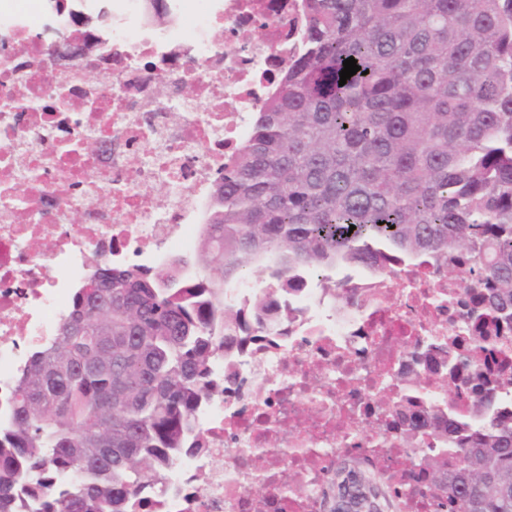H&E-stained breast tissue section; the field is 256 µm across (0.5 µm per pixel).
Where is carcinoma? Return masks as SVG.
I'll list each match as a JSON object with an SVG mask.
<instances>
[{
    "label": "carcinoma",
    "mask_w": 512,
    "mask_h": 512,
    "mask_svg": "<svg viewBox=\"0 0 512 512\" xmlns=\"http://www.w3.org/2000/svg\"><path fill=\"white\" fill-rule=\"evenodd\" d=\"M302 49L216 174L194 264L99 265L57 336L18 379L0 428V512H129L164 484L222 351L267 333L224 303V281L274 256L279 272L370 261L375 251L466 255L477 331L512 315V0H303ZM361 70L339 85L343 61ZM355 229H350V226ZM472 368L476 409L484 374ZM418 493L450 512H512V415L481 437L418 455ZM389 483L336 456L332 512H376Z\"/></svg>",
    "instance_id": "cac0c4a2"
}]
</instances>
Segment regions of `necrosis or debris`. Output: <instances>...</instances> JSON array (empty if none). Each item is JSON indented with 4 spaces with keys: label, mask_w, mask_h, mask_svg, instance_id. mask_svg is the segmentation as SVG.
I'll return each mask as SVG.
<instances>
[{
    "label": "necrosis or debris",
    "mask_w": 512,
    "mask_h": 512,
    "mask_svg": "<svg viewBox=\"0 0 512 512\" xmlns=\"http://www.w3.org/2000/svg\"><path fill=\"white\" fill-rule=\"evenodd\" d=\"M200 2L188 37L154 32L147 0H118L105 31L0 0V421L94 260L159 265L194 250L216 170L247 140L249 114L288 63L296 39L286 20L301 0ZM66 35L94 41L95 54L57 61ZM189 85L200 96H183ZM447 268L432 252L386 251L323 275L296 270L293 291L271 277L225 284L226 302L263 289L279 305L261 340L214 358L216 391L196 416L208 447L179 458L166 491L151 494L152 512H325L339 449L400 447L390 427L400 392L423 410L441 407L452 440L512 412V348L492 335L476 346L473 278H448ZM464 356L487 373L480 413ZM256 486L262 497L250 495Z\"/></svg>",
    "instance_id": "1"
}]
</instances>
